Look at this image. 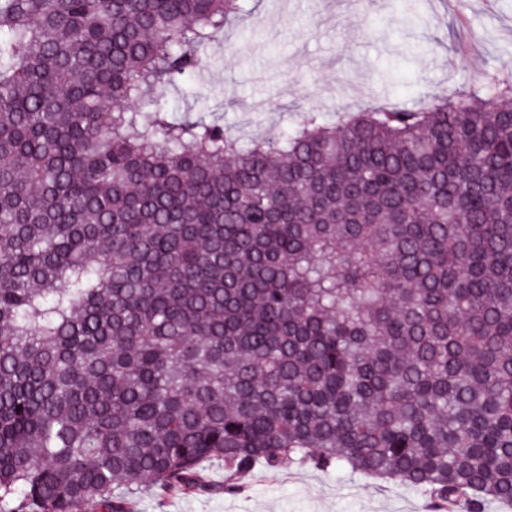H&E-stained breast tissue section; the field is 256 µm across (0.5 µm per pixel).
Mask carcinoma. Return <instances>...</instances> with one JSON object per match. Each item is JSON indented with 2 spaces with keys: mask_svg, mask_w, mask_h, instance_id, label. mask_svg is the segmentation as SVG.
<instances>
[{
  "mask_svg": "<svg viewBox=\"0 0 512 512\" xmlns=\"http://www.w3.org/2000/svg\"><path fill=\"white\" fill-rule=\"evenodd\" d=\"M250 0H0V512L309 464L512 509V75L266 139L179 116Z\"/></svg>",
  "mask_w": 512,
  "mask_h": 512,
  "instance_id": "1",
  "label": "carcinoma"
}]
</instances>
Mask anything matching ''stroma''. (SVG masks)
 <instances>
[{
	"label": "stroma",
	"instance_id": "35a3bbf8",
	"mask_svg": "<svg viewBox=\"0 0 512 512\" xmlns=\"http://www.w3.org/2000/svg\"><path fill=\"white\" fill-rule=\"evenodd\" d=\"M257 0L208 51L192 113L256 137L302 110L410 106L489 68L512 74V0ZM236 495L146 491L136 512H429L424 492L294 464L256 467Z\"/></svg>",
	"mask_w": 512,
	"mask_h": 512
}]
</instances>
